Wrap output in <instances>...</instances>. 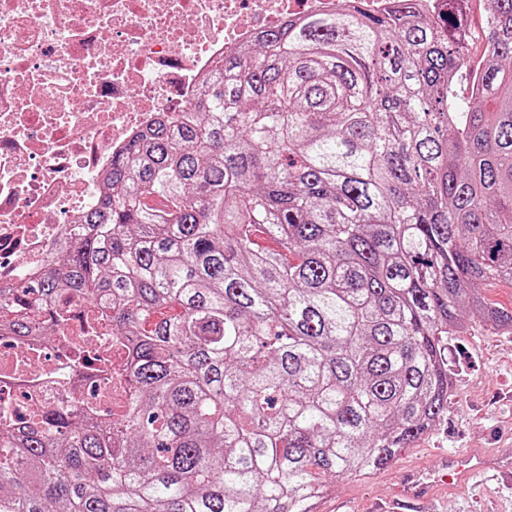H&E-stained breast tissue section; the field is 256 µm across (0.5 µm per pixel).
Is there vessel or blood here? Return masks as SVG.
<instances>
[{
    "label": "vessel or blood",
    "instance_id": "b4317fda",
    "mask_svg": "<svg viewBox=\"0 0 512 512\" xmlns=\"http://www.w3.org/2000/svg\"><path fill=\"white\" fill-rule=\"evenodd\" d=\"M490 469L503 472L511 470L512 450L503 449L494 461L489 460L479 448L473 449L462 458L449 453L440 454L429 471L405 472L399 492L408 502L426 504L430 502L438 485L445 480L452 479L467 484Z\"/></svg>",
    "mask_w": 512,
    "mask_h": 512
}]
</instances>
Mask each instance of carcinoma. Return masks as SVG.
Here are the masks:
<instances>
[{"label":"carcinoma","instance_id":"obj_1","mask_svg":"<svg viewBox=\"0 0 512 512\" xmlns=\"http://www.w3.org/2000/svg\"><path fill=\"white\" fill-rule=\"evenodd\" d=\"M362 0L216 62L191 110L112 159V193L0 328L120 339L116 410L0 423V512H313L448 409L463 312L512 330V0H490L477 94L459 0ZM176 313L145 326L149 313ZM488 299L499 306L512 308V284L508 282L490 281L483 285Z\"/></svg>","mask_w":512,"mask_h":512}]
</instances>
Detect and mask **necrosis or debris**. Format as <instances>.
I'll return each mask as SVG.
<instances>
[{
    "mask_svg": "<svg viewBox=\"0 0 512 512\" xmlns=\"http://www.w3.org/2000/svg\"><path fill=\"white\" fill-rule=\"evenodd\" d=\"M337 0H0V288L36 278L69 225L106 191L113 156L188 111L216 59ZM0 342V412L124 403L96 360Z\"/></svg>",
    "mask_w": 512,
    "mask_h": 512,
    "instance_id": "obj_1",
    "label": "necrosis or debris"
}]
</instances>
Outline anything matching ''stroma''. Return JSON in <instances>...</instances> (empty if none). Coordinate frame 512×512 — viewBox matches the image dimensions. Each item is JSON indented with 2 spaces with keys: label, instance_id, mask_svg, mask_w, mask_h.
<instances>
[{
  "label": "stroma",
  "instance_id": "1",
  "mask_svg": "<svg viewBox=\"0 0 512 512\" xmlns=\"http://www.w3.org/2000/svg\"><path fill=\"white\" fill-rule=\"evenodd\" d=\"M452 384L448 409L427 433L401 451L396 465L357 477L333 479L316 512H374L394 499L399 467L432 468L438 453L471 448L498 454L512 445V403L499 393L512 389V332L496 330L479 318L448 338ZM435 512H512V484L483 480L477 488L449 485L436 492Z\"/></svg>",
  "mask_w": 512,
  "mask_h": 512
}]
</instances>
